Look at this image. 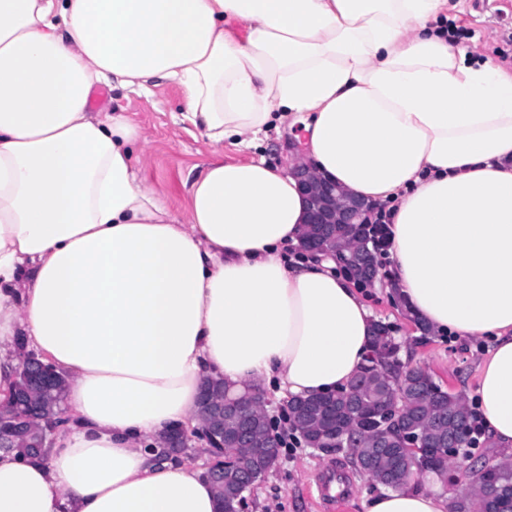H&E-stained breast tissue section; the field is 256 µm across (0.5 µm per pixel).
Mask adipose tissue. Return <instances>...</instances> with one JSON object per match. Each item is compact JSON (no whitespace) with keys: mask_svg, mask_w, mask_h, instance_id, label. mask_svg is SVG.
Returning <instances> with one entry per match:
<instances>
[{"mask_svg":"<svg viewBox=\"0 0 512 512\" xmlns=\"http://www.w3.org/2000/svg\"><path fill=\"white\" fill-rule=\"evenodd\" d=\"M451 0H0V399L6 352L65 377L45 455L0 450V512H217L169 431L199 427L204 377L310 397L346 386L372 312L300 248L287 166L215 160L179 219L135 165L136 127L89 110L104 84L184 90L208 141L302 126L304 160L391 211V279L441 334L493 340L472 396L512 460V74L448 39ZM387 490L366 512H450Z\"/></svg>","mask_w":512,"mask_h":512,"instance_id":"1","label":"adipose tissue"}]
</instances>
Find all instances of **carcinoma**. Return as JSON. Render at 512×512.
I'll use <instances>...</instances> for the list:
<instances>
[{"label": "carcinoma", "mask_w": 512, "mask_h": 512, "mask_svg": "<svg viewBox=\"0 0 512 512\" xmlns=\"http://www.w3.org/2000/svg\"><path fill=\"white\" fill-rule=\"evenodd\" d=\"M388 325L377 322L371 341L373 356L366 359L350 390L336 395V426L321 414L301 417L302 436L329 452L343 454L360 471L371 464L368 478L390 489H402L415 475L437 473L448 480V471L471 472L467 462L471 420L463 398L444 390L417 366L402 364ZM66 383L59 380L38 396L22 402L56 416L62 411ZM251 423L255 454L271 440L272 427L259 411ZM453 435L459 455L449 461L440 444ZM476 478L479 489L459 497L453 512H512V466L485 459ZM241 488L237 474L224 476V512H237Z\"/></svg>", "instance_id": "carcinoma-1"}]
</instances>
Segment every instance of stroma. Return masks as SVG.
I'll return each mask as SVG.
<instances>
[{"label":"stroma","mask_w":512,"mask_h":512,"mask_svg":"<svg viewBox=\"0 0 512 512\" xmlns=\"http://www.w3.org/2000/svg\"><path fill=\"white\" fill-rule=\"evenodd\" d=\"M507 20L493 18L478 0H458L449 11L450 24L462 28V46L476 58L488 59L492 49L502 44L504 34L512 33V8ZM107 108L122 107L137 125L142 141L135 154L148 186L163 196L172 213L186 218L188 204L187 177L194 166L221 157L228 162L247 160V153L229 143L212 144L202 130L178 119L184 92L173 79L155 80L147 96L110 90ZM364 294L376 320L392 328L401 346L402 362L428 371L448 391L472 395L479 381L478 366L484 356L473 338L432 334L422 335L403 305L385 289H365ZM338 471L342 479L334 483L337 491H345L349 499L343 512H365L364 503L379 489L360 473L342 454L299 446L281 451L278 465L246 495L244 512H328L317 497L316 484L328 472Z\"/></svg>","instance_id":"1"}]
</instances>
